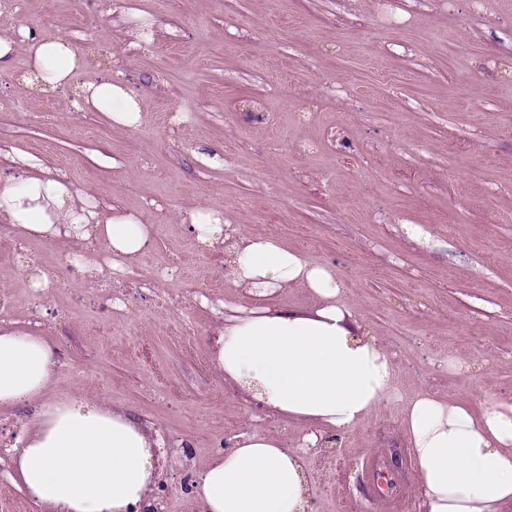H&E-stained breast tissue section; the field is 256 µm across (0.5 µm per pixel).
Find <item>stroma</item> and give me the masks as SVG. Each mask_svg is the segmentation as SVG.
Segmentation results:
<instances>
[{
    "label": "stroma",
    "mask_w": 512,
    "mask_h": 512,
    "mask_svg": "<svg viewBox=\"0 0 512 512\" xmlns=\"http://www.w3.org/2000/svg\"><path fill=\"white\" fill-rule=\"evenodd\" d=\"M17 0L19 25L69 42L86 67L53 92L0 64V176L17 152L86 191L101 214L140 212L149 247L112 285L51 275L85 243L0 229V327L57 347L49 391L131 410L163 444L156 499L186 494L235 436L297 447L308 425L225 383L209 360L224 305L303 310L304 288L266 300L227 287L223 250L183 224L198 205L252 235L333 265L362 324L395 353L397 392L339 445L306 457L308 512H416L401 415L430 392L512 403V0ZM152 39L134 45L139 28ZM121 77L135 129L81 111L84 83ZM422 225L427 243L409 237ZM50 275L25 285L27 261ZM196 321L181 335L183 317ZM475 360L466 372L438 359ZM35 407L0 409V512H40L16 485L11 448Z\"/></svg>",
    "instance_id": "1"
}]
</instances>
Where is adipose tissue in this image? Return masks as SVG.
<instances>
[{"mask_svg":"<svg viewBox=\"0 0 512 512\" xmlns=\"http://www.w3.org/2000/svg\"><path fill=\"white\" fill-rule=\"evenodd\" d=\"M19 50L42 92L82 66L69 43L25 26L0 36V60ZM81 107L124 128L143 122L136 96L118 78L86 83ZM0 220L25 238L101 241L105 258L81 259V272L136 257L152 239L140 213L116 209L101 218L66 179L30 171L0 178ZM188 222L198 242L228 253L229 287L259 299L305 288L316 299L295 311L225 306L211 355L217 373L312 431L296 449L261 433L236 436L197 477L190 512H307V454L394 396L393 357L359 323L332 266L233 228L220 210L195 208ZM56 356L40 333L0 329V405L38 406L12 450L16 483L41 512H152L159 441L131 413L87 393L46 399ZM402 426L416 462L417 512H503L512 504V403L491 398L476 411L421 393L406 404Z\"/></svg>","mask_w":512,"mask_h":512,"instance_id":"adipose-tissue-1","label":"adipose tissue"}]
</instances>
